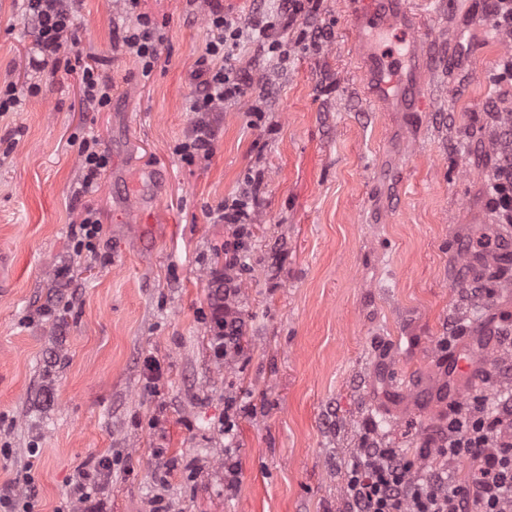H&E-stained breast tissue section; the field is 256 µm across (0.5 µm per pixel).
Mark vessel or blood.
I'll return each instance as SVG.
<instances>
[{"label":"vessel or blood","mask_w":512,"mask_h":512,"mask_svg":"<svg viewBox=\"0 0 512 512\" xmlns=\"http://www.w3.org/2000/svg\"><path fill=\"white\" fill-rule=\"evenodd\" d=\"M361 8L351 36L369 53L361 64L368 99L387 111L428 112L429 97L415 84L418 72L429 71L431 58L422 44L425 21L433 17L435 0H359ZM487 349L470 348L456 360L464 379L478 380L486 364Z\"/></svg>","instance_id":"vessel-or-blood-1"}]
</instances>
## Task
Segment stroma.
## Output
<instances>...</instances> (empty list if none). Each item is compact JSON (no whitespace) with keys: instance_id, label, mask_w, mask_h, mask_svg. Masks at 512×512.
<instances>
[{"instance_id":"stroma-1","label":"stroma","mask_w":512,"mask_h":512,"mask_svg":"<svg viewBox=\"0 0 512 512\" xmlns=\"http://www.w3.org/2000/svg\"><path fill=\"white\" fill-rule=\"evenodd\" d=\"M351 8L322 0L313 24L329 38L287 35L283 59L250 33L232 63L251 88L212 114L211 154L188 163L206 0H140L165 38L147 77L115 42L136 14L83 0L76 49L112 80L99 111L65 70H25L33 30L19 0H0V84L42 87L0 116V482L31 465L36 512H65L77 469L100 458L104 512L158 497L170 512H350L347 477L373 437L433 465L422 387L460 353L467 307L503 310L512 329V265L488 267L497 286L478 295L462 268L482 235L505 234L487 186L512 149V91L491 83L506 40L488 32L487 0H439L433 110L381 112L350 50ZM90 134L111 164L86 193ZM247 190L242 352L219 360L203 315L231 231L210 215ZM88 209L104 232L80 254L72 229Z\"/></svg>"}]
</instances>
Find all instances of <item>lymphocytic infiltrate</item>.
<instances>
[{"label":"lymphocytic infiltrate","mask_w":512,"mask_h":512,"mask_svg":"<svg viewBox=\"0 0 512 512\" xmlns=\"http://www.w3.org/2000/svg\"><path fill=\"white\" fill-rule=\"evenodd\" d=\"M81 2L23 0V11L35 29L34 47L25 58V67L42 71L61 66L66 72L77 73L85 106L101 109L112 101L111 80L89 63H60L72 39L73 18ZM317 10V0H281L275 15L256 11L246 26L225 14L217 2L211 5L207 23L212 37L190 74L194 92L189 109L200 118L179 146L183 160L209 156L214 132L206 113L223 111L225 101L241 98L249 90L247 76L230 63L231 52L240 44L245 30L258 31L269 51L278 54L284 46L280 39L283 31L299 30L301 39L313 43L323 38V31L309 32L300 27L301 19ZM163 41V34L144 14L138 15L135 24L125 28L121 36L122 48L138 59L146 75L157 65ZM213 221L232 231L231 240L224 243V269L212 275L216 286L210 304L213 354L220 359L240 351L244 322L231 305L238 292L232 272L240 267L244 240L251 234L248 194L225 199ZM506 430L512 432L511 396L491 410L449 403L448 425L428 448L436 457L462 465V472L438 468L426 476H415L399 449H364L347 479L352 512H506L505 503H512V439H503ZM111 476L112 464L107 459L79 467L70 493L72 502L80 504L82 512H103L100 496Z\"/></svg>","instance_id":"f902f5d3"}]
</instances>
